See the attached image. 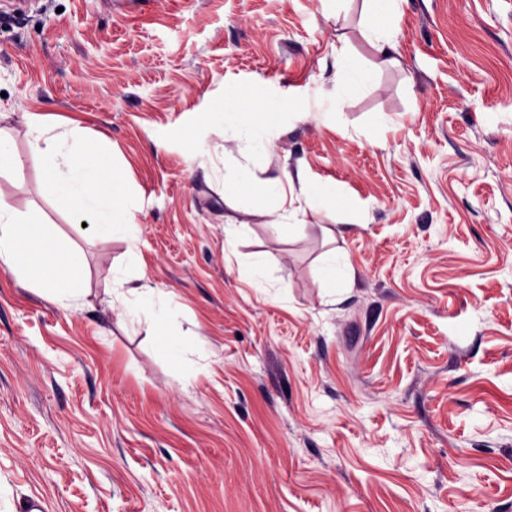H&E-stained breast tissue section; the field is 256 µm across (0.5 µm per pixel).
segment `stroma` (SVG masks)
<instances>
[{
	"label": "stroma",
	"mask_w": 512,
	"mask_h": 512,
	"mask_svg": "<svg viewBox=\"0 0 512 512\" xmlns=\"http://www.w3.org/2000/svg\"><path fill=\"white\" fill-rule=\"evenodd\" d=\"M10 2L0 203L59 225L86 298L0 264V512H512V0H401L389 69L365 0ZM341 52L354 90L325 121ZM241 94L288 106L258 176L303 173L335 214L225 205L238 151L209 114ZM33 122L109 158L137 251L41 194ZM324 222L354 286L322 278ZM124 263L165 330L114 307ZM129 278L126 268L115 267L112 270L113 291L124 297L127 294L133 297L126 300L123 306V316L131 321L149 319L157 326H165L174 318V311L171 308L166 296L156 287L147 283L140 284L136 288H128Z\"/></svg>",
	"instance_id": "35a3bbf8"
}]
</instances>
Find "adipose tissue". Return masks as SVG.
<instances>
[{"label":"adipose tissue","instance_id":"obj_1","mask_svg":"<svg viewBox=\"0 0 512 512\" xmlns=\"http://www.w3.org/2000/svg\"><path fill=\"white\" fill-rule=\"evenodd\" d=\"M398 0H374L366 19L365 31L376 51L378 68L395 66V47L389 36V22ZM211 122L223 125L225 140L236 143L238 161L224 166V203L231 208L278 224L294 225L305 216V208L288 204L282 178L259 179L251 166L254 158L271 152L273 140L268 127L251 121L246 112L226 107L211 112ZM32 149L44 171L40 191L62 207L95 216L96 231L108 236L121 230L134 236L137 226L132 219L138 204L119 180L101 187L95 178L89 156L92 149L83 135L70 131L45 137L32 128ZM0 264L7 266L31 286L57 299L60 306L76 312L84 304L85 291L79 286L80 260L69 242L62 238L57 225L25 222L9 206L0 204ZM126 268L112 270L115 292H130L123 306L125 318L148 319L164 326L174 318L166 296L156 287L143 283L129 288Z\"/></svg>","mask_w":512,"mask_h":512}]
</instances>
